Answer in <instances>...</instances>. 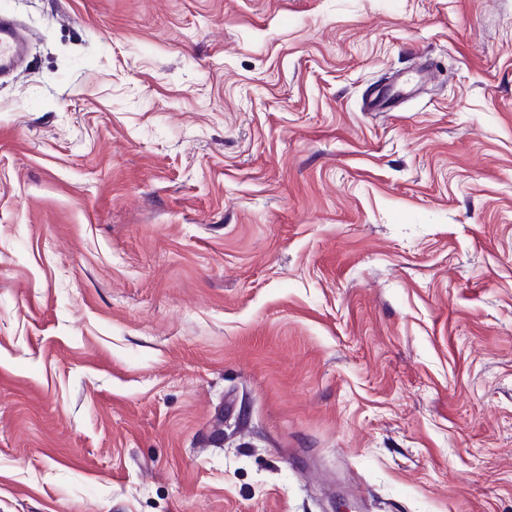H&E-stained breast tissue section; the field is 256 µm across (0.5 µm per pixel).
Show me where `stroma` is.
<instances>
[{
	"mask_svg": "<svg viewBox=\"0 0 512 512\" xmlns=\"http://www.w3.org/2000/svg\"><path fill=\"white\" fill-rule=\"evenodd\" d=\"M0 16V512H512V0ZM30 39V33L26 34L15 26L0 23V70L19 55Z\"/></svg>",
	"mask_w": 512,
	"mask_h": 512,
	"instance_id": "1",
	"label": "stroma"
}]
</instances>
